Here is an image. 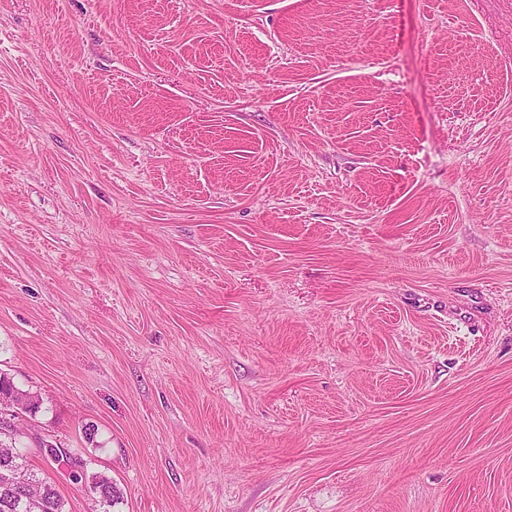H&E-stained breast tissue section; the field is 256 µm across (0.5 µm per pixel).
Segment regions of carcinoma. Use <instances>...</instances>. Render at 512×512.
I'll return each instance as SVG.
<instances>
[{"instance_id": "obj_1", "label": "carcinoma", "mask_w": 512, "mask_h": 512, "mask_svg": "<svg viewBox=\"0 0 512 512\" xmlns=\"http://www.w3.org/2000/svg\"><path fill=\"white\" fill-rule=\"evenodd\" d=\"M17 464L34 480V487L20 491L13 486H0V512H65L64 499L52 485L37 477L11 435L0 440V469ZM91 487L98 495V502L105 507L110 508L120 500V492L106 476L91 475Z\"/></svg>"}]
</instances>
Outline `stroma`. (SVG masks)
I'll return each mask as SVG.
<instances>
[{
    "instance_id": "stroma-1",
    "label": "stroma",
    "mask_w": 512,
    "mask_h": 512,
    "mask_svg": "<svg viewBox=\"0 0 512 512\" xmlns=\"http://www.w3.org/2000/svg\"><path fill=\"white\" fill-rule=\"evenodd\" d=\"M0 372L67 512H512V0H0ZM91 486L94 494L98 495V502L104 507L112 508L119 503L120 492L113 485L112 480L103 475L92 474Z\"/></svg>"
}]
</instances>
